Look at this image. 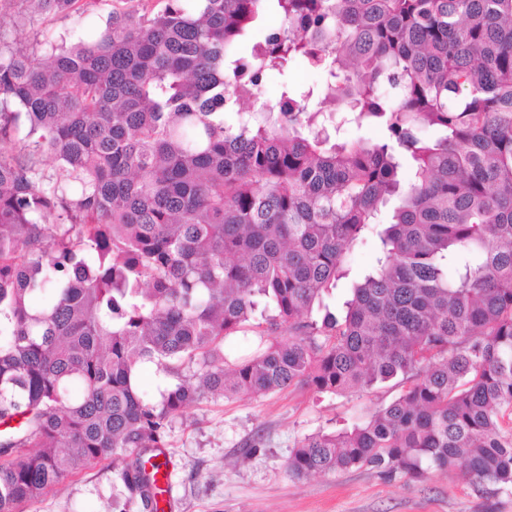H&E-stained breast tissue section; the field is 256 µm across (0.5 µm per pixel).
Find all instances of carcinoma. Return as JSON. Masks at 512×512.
Instances as JSON below:
<instances>
[{"mask_svg":"<svg viewBox=\"0 0 512 512\" xmlns=\"http://www.w3.org/2000/svg\"><path fill=\"white\" fill-rule=\"evenodd\" d=\"M162 2L42 59L0 40V512L102 460L159 512L152 458L202 398L399 377L288 472L512 487V0ZM267 12L282 34L241 55ZM297 58L322 84L263 99ZM340 121L388 135L330 145ZM393 199L338 316L323 296ZM147 364L176 383L147 395Z\"/></svg>","mask_w":512,"mask_h":512,"instance_id":"1","label":"carcinoma"}]
</instances>
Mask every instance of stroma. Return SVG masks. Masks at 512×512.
I'll list each match as a JSON object with an SVG mask.
<instances>
[{
  "label": "stroma",
  "instance_id": "stroma-1",
  "mask_svg": "<svg viewBox=\"0 0 512 512\" xmlns=\"http://www.w3.org/2000/svg\"><path fill=\"white\" fill-rule=\"evenodd\" d=\"M124 0H78L66 14L34 13L30 0H0V36L37 56L47 43L76 34L98 36ZM323 74L306 60L286 73L266 72L263 98H279L284 85L304 91ZM377 237L367 231L352 249L348 278L326 302L340 312L353 281L372 266ZM404 383L390 381L366 392L319 394L308 387L259 397L205 399L176 418L160 456L170 474L164 512H512V489L476 485L453 474L412 480L371 467L339 474L289 476L287 461L297 441L319 431L365 419L394 401ZM125 493L114 466L101 461L68 477L25 512H122Z\"/></svg>",
  "mask_w": 512,
  "mask_h": 512
}]
</instances>
